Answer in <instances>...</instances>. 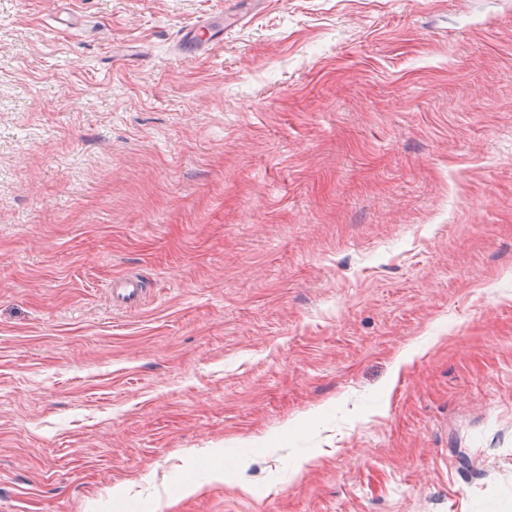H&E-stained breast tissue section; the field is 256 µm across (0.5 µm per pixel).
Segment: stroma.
I'll list each match as a JSON object with an SVG mask.
<instances>
[{
  "label": "stroma",
  "instance_id": "1",
  "mask_svg": "<svg viewBox=\"0 0 512 512\" xmlns=\"http://www.w3.org/2000/svg\"><path fill=\"white\" fill-rule=\"evenodd\" d=\"M0 512H512V0H0ZM142 293V285L134 277H127L119 284H113V299L126 307L136 306L141 299Z\"/></svg>",
  "mask_w": 512,
  "mask_h": 512
}]
</instances>
